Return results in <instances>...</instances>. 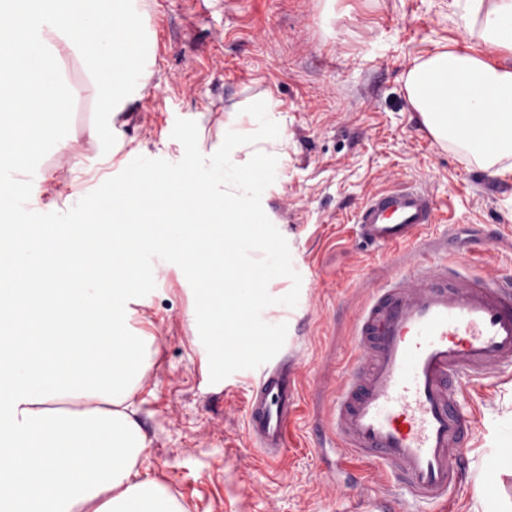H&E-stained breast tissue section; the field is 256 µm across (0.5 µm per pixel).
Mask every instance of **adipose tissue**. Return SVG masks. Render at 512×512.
<instances>
[{
  "mask_svg": "<svg viewBox=\"0 0 512 512\" xmlns=\"http://www.w3.org/2000/svg\"><path fill=\"white\" fill-rule=\"evenodd\" d=\"M458 11L486 45L512 52V0H456ZM101 32L97 57L87 59L86 82L64 85L67 101L88 102L95 120L85 126L90 140L105 143L112 132L115 101L130 93L142 97L147 87L143 18L129 0H113L112 8L95 14ZM79 17L49 14L47 7L15 17L13 29L31 46L46 43L55 28L72 43ZM123 51V63L105 72L103 57ZM406 89L424 125L468 166L504 177L512 174V68L488 64L479 56L438 50L419 57L406 76ZM271 93L228 111L224 147L209 153L191 151L185 170L198 188L212 196L231 224H250L264 214L277 190L286 163L279 147L288 129L278 116ZM156 166L146 161L130 170L124 185L114 188L111 214L118 223L138 219V204L163 197L182 204L181 194ZM78 211H48L39 220L20 215L18 240L38 233L55 245L59 232L83 241L97 259L100 272L73 287L43 283L47 302L66 306L81 300L91 309L107 308L116 288L138 291L144 278L135 266L137 250H118L119 236L85 239ZM36 348L42 364L19 355L8 377H0V505L6 512H186L176 495L154 479L142 476L150 443L135 419L131 398L142 377L148 347L145 337L115 332L104 343L112 362L104 373L60 362L58 337L45 335ZM73 390V409L48 415L45 404L61 387Z\"/></svg>",
  "mask_w": 512,
  "mask_h": 512,
  "instance_id": "ef3b65f1",
  "label": "adipose tissue"
}]
</instances>
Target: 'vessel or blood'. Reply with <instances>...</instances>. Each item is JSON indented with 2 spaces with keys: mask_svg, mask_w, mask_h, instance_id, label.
<instances>
[{
  "mask_svg": "<svg viewBox=\"0 0 512 512\" xmlns=\"http://www.w3.org/2000/svg\"><path fill=\"white\" fill-rule=\"evenodd\" d=\"M10 72L24 86L25 111L55 105L56 75L40 51ZM442 221L439 200L410 181L370 195L353 216L360 244L387 250H428L427 227ZM16 231L14 206L0 194L1 248L12 246ZM352 342L351 367L322 432L338 445L336 463L362 458L382 478L356 512H392L399 501L455 512L472 437L459 396L472 379L512 367V282L463 278L448 264L391 272L363 307ZM291 371L284 359L267 365L247 403L249 440L269 460L286 453L299 409Z\"/></svg>",
  "mask_w": 512,
  "mask_h": 512,
  "instance_id": "obj_1",
  "label": "vessel or blood"
}]
</instances>
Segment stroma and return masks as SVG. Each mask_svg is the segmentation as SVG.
Returning <instances> with one entry per match:
<instances>
[{"label":"stroma","instance_id":"obj_1","mask_svg":"<svg viewBox=\"0 0 512 512\" xmlns=\"http://www.w3.org/2000/svg\"><path fill=\"white\" fill-rule=\"evenodd\" d=\"M145 2L155 65L143 97L125 106L126 129L112 131L115 169L129 168L132 148L156 151L164 136L216 144L228 110L273 92L288 142L282 187L268 207L303 280L290 314L266 310L288 325L283 350L301 398L292 446L275 463L246 435V371L210 381L194 293L180 284L179 268L139 291V330L158 339L134 398L151 441L149 474L187 512H341L349 500L373 496L376 477L363 460L327 473L320 422L342 383L362 307L384 272L406 264L405 251L359 244L353 212L370 193L417 179L451 215L428 229L448 247L427 251V262L512 276V236L485 243L489 226L512 222V176L465 170L419 122L403 76L416 57L443 45L494 66H512V54L467 33L453 0ZM44 122L66 130L84 153L78 159L48 141L38 157L52 178L34 199L64 208L70 182L101 152L59 115L45 114ZM460 401L474 436L458 512H483L489 479L501 512H512V368L471 386Z\"/></svg>","mask_w":512,"mask_h":512}]
</instances>
